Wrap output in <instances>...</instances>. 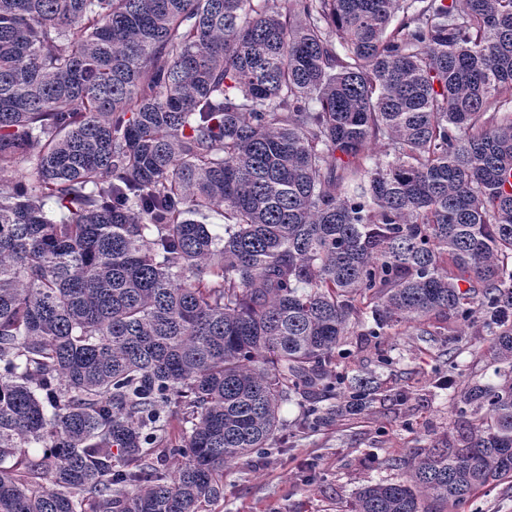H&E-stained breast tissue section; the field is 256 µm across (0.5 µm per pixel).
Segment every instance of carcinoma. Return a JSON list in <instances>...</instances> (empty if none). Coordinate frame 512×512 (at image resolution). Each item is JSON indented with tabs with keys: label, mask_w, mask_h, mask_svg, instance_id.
<instances>
[{
	"label": "carcinoma",
	"mask_w": 512,
	"mask_h": 512,
	"mask_svg": "<svg viewBox=\"0 0 512 512\" xmlns=\"http://www.w3.org/2000/svg\"><path fill=\"white\" fill-rule=\"evenodd\" d=\"M267 2L0 0V512H205L432 315L498 382L350 512L512 478V0ZM340 350L342 354L339 361L342 367L348 370L374 367V350L367 347L357 336H350L348 343Z\"/></svg>",
	"instance_id": "carcinoma-1"
}]
</instances>
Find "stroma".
Instances as JSON below:
<instances>
[{"instance_id":"35a3bbf8","label":"stroma","mask_w":512,"mask_h":512,"mask_svg":"<svg viewBox=\"0 0 512 512\" xmlns=\"http://www.w3.org/2000/svg\"><path fill=\"white\" fill-rule=\"evenodd\" d=\"M393 342L397 363L383 378L407 392L404 404L377 402L360 414L343 412L314 432L298 424L295 405H284L285 443L225 468L223 493L210 512H349L365 485L400 479L416 453L453 445L460 423L451 390L437 385L446 374L441 345L410 331ZM456 360L462 369L456 387L495 383L494 353L481 332H472Z\"/></svg>"}]
</instances>
